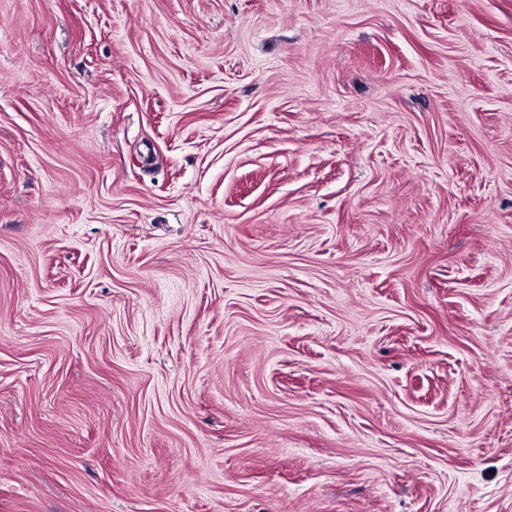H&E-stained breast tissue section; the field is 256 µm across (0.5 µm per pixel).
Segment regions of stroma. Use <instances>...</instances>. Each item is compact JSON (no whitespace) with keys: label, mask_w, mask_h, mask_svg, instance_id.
Masks as SVG:
<instances>
[{"label":"stroma","mask_w":512,"mask_h":512,"mask_svg":"<svg viewBox=\"0 0 512 512\" xmlns=\"http://www.w3.org/2000/svg\"><path fill=\"white\" fill-rule=\"evenodd\" d=\"M0 512H512V0H0Z\"/></svg>","instance_id":"1"}]
</instances>
